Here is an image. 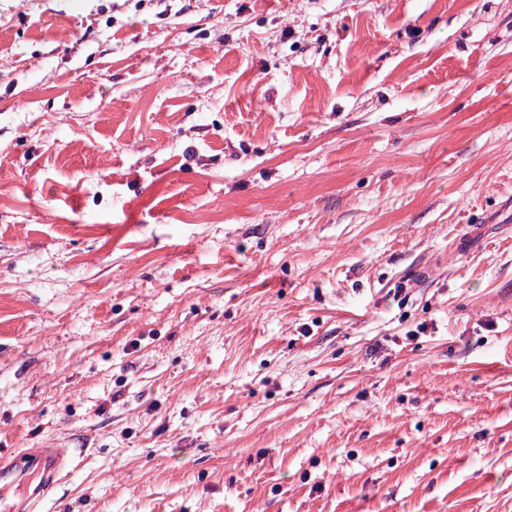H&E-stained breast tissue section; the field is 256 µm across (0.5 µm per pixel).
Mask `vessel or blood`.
Instances as JSON below:
<instances>
[{
  "label": "vessel or blood",
  "mask_w": 512,
  "mask_h": 512,
  "mask_svg": "<svg viewBox=\"0 0 512 512\" xmlns=\"http://www.w3.org/2000/svg\"><path fill=\"white\" fill-rule=\"evenodd\" d=\"M69 460L63 445L0 457V512H43L68 475Z\"/></svg>",
  "instance_id": "1"
}]
</instances>
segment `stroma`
Segmentation results:
<instances>
[{
  "mask_svg": "<svg viewBox=\"0 0 512 512\" xmlns=\"http://www.w3.org/2000/svg\"><path fill=\"white\" fill-rule=\"evenodd\" d=\"M49 512H512V0H0V454ZM58 448H22L0 457V510L2 512H42L69 473V450ZM33 469L40 474L35 485L19 490V476Z\"/></svg>",
  "mask_w": 512,
  "mask_h": 512,
  "instance_id": "obj_1",
  "label": "stroma"
}]
</instances>
